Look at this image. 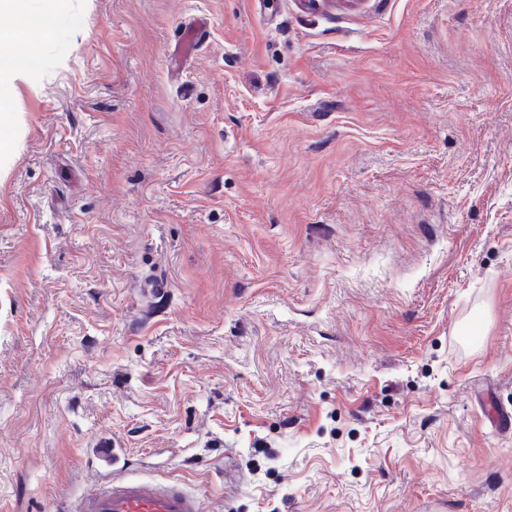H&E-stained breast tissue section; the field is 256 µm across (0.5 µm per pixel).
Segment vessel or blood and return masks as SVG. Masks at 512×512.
Masks as SVG:
<instances>
[{
	"label": "vessel or blood",
	"instance_id": "1",
	"mask_svg": "<svg viewBox=\"0 0 512 512\" xmlns=\"http://www.w3.org/2000/svg\"><path fill=\"white\" fill-rule=\"evenodd\" d=\"M93 455L109 479L93 491L69 499L65 512H202L197 496L179 480L158 483L120 475L114 448L94 449Z\"/></svg>",
	"mask_w": 512,
	"mask_h": 512
}]
</instances>
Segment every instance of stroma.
I'll return each instance as SVG.
<instances>
[{"mask_svg":"<svg viewBox=\"0 0 512 512\" xmlns=\"http://www.w3.org/2000/svg\"><path fill=\"white\" fill-rule=\"evenodd\" d=\"M30 48L0 512L104 443L205 512H512V0H64Z\"/></svg>","mask_w":512,"mask_h":512,"instance_id":"obj_1","label":"stroma"}]
</instances>
